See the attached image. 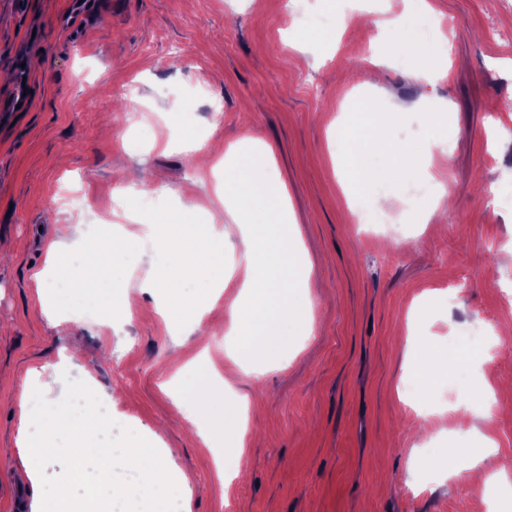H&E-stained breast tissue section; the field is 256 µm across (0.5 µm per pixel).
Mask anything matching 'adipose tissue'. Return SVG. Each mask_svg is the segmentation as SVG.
<instances>
[{
    "mask_svg": "<svg viewBox=\"0 0 512 512\" xmlns=\"http://www.w3.org/2000/svg\"><path fill=\"white\" fill-rule=\"evenodd\" d=\"M357 124H336V145L349 178L360 191L386 179V172L369 169L366 153L388 149L393 139L391 112L356 103ZM360 141L362 151L350 149V141ZM275 157L269 146L255 145L239 153L237 162L224 179L225 192L241 196L242 203L234 215L237 223L247 225L249 233L243 241L245 278L242 294L253 299L249 314H241L238 307H230V325L241 339V354L253 362L270 360L278 349L287 346L284 329L289 321L309 315L310 302L300 278L295 257V243L281 226L287 221L288 191L284 183L273 182L270 172ZM168 233H160L157 225H141L139 232L125 234L121 244L100 245L87 240L77 268L63 270L65 279L78 287L91 289L104 310L112 303L103 295L118 269L119 257L135 253L144 239L160 238L161 259L175 271L197 268L207 277L208 288H226L231 283L224 271V234L216 224L195 223L191 213H175L165 220Z\"/></svg>",
    "mask_w": 512,
    "mask_h": 512,
    "instance_id": "obj_1",
    "label": "adipose tissue"
}]
</instances>
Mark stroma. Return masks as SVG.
<instances>
[{
  "label": "stroma",
  "mask_w": 512,
  "mask_h": 512,
  "mask_svg": "<svg viewBox=\"0 0 512 512\" xmlns=\"http://www.w3.org/2000/svg\"><path fill=\"white\" fill-rule=\"evenodd\" d=\"M429 2L454 21L447 74L431 84L409 48L376 28L317 25L331 0H0V512H12L14 490L36 493L23 477L17 396L47 363L85 378L113 399L117 423L172 450L166 466L188 481L192 512H512V484L488 496L468 472L441 480L437 460L442 448L479 447L482 434L497 446L486 471L512 457V337L483 351L512 327V204L496 201L512 197V137L498 147L486 136L498 124L512 134V114L490 108L512 98V0ZM373 56L390 62L370 65ZM358 89L375 106L401 105L393 151L433 134L451 144L434 180L408 172L363 193L396 215L385 230L337 203L334 120L352 115ZM252 139L272 149L273 176L288 187V237L312 304L311 324H291L272 362L236 361L233 288L214 300L185 282L199 324L167 330L164 289L142 282L172 271L149 240L114 280L111 312L74 288L70 310L92 316L41 315L33 277L52 274L45 246L62 226L108 209L99 236L116 243L182 210L205 223L224 180L198 181L180 143ZM417 341L461 358L422 386L402 369ZM201 355L225 405L264 409L230 424L246 446L225 488L214 455L223 439L170 390L187 386ZM486 384L492 417L473 435L457 411Z\"/></svg>",
  "instance_id": "obj_1"
}]
</instances>
